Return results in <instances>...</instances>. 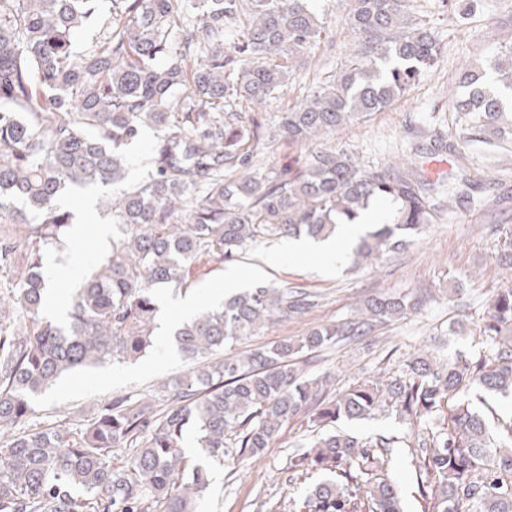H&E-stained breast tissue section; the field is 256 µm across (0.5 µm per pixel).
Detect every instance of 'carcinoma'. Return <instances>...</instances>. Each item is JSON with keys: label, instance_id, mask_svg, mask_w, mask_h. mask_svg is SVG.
<instances>
[{"label": "carcinoma", "instance_id": "obj_1", "mask_svg": "<svg viewBox=\"0 0 512 512\" xmlns=\"http://www.w3.org/2000/svg\"><path fill=\"white\" fill-rule=\"evenodd\" d=\"M101 2L0 0V223L24 232L0 235V266L29 251L25 274L0 295V512H197L209 474L186 452L188 428L206 458L244 462L262 457L298 416L314 435L289 469L322 479L293 512H403L385 462L405 446L421 449L425 512H512V425L507 438H494L465 395L473 386L512 393L511 283L491 295L486 351L414 357L398 376L381 373L333 394L331 377L308 378L293 361L370 336L418 303L374 296L354 319L237 353L273 317L315 306L308 292L256 282L177 327L175 344L194 366L166 382L161 403L114 396L78 430L63 419L3 439L62 375L148 356L156 289L179 287L202 258L232 261L260 239L334 237L385 200L391 221L367 225L349 255L356 267L372 266L410 244L438 209L410 157L369 165L319 145L295 169L253 165L263 132L241 114L263 107L326 40L311 0ZM346 22L351 52L332 79L282 113L276 137L312 144L366 121L439 66V43L410 0H350ZM233 25L241 39L226 51ZM85 28L91 36L78 50L73 36ZM500 30L501 50L489 67L463 70L467 93L452 102L468 130L508 141L512 102L501 93H512V19ZM147 128L158 132L151 169L127 185L128 151ZM432 148L464 167L445 135L436 133ZM113 186L109 210L123 230L72 295L66 321H47L40 251L64 244L73 223L60 198L69 187ZM495 265L512 279V226L500 230ZM386 413L401 421L402 436L336 430Z\"/></svg>", "mask_w": 512, "mask_h": 512}]
</instances>
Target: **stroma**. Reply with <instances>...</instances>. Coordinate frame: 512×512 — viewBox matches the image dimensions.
I'll return each instance as SVG.
<instances>
[{"label": "stroma", "instance_id": "1", "mask_svg": "<svg viewBox=\"0 0 512 512\" xmlns=\"http://www.w3.org/2000/svg\"><path fill=\"white\" fill-rule=\"evenodd\" d=\"M460 2L467 11L466 20L461 22L449 12L445 0H413L419 19L440 39L438 70L387 111L336 129L327 142L380 164L428 144L435 132H443L468 156L466 170L449 167L442 173L451 187L465 189V196L428 225L407 251L384 259L374 269L354 273L344 267L330 272L314 253L269 267L264 263L266 256L283 250L285 240L250 244L232 265L253 271L254 281L304 289L316 296L318 304L296 319H272L255 336L241 341L240 350L298 338L316 324L352 319L366 298L400 292L420 299V309L389 322L376 335L341 342L312 358L301 357L297 368L309 377L332 376V390L341 392L383 371L400 373L405 360L418 354L432 353L445 359L485 349L486 338L479 326L489 296L501 285L494 267L497 219L500 209L512 208V140L486 143L469 134L462 115L448 100V88L455 85L464 65L494 57L499 47L497 23L512 14V0ZM311 6L329 24L327 42L315 49L310 64L297 71L287 87L269 99L264 111L244 114V121L256 120L264 128L273 127L280 112L300 102L312 83L334 74L351 49L354 35L344 21V0H311ZM102 195L99 189L64 195L75 223L85 225L87 238L78 247L69 244L44 249L45 267H52L60 256L72 255L85 272L103 257L108 246L101 242V233L115 235L119 227L111 215L102 212ZM228 265L218 256L204 258L187 268L181 290L160 289L159 319L178 318V306L188 297L200 305L219 302L224 296ZM455 277L469 280V288L454 297L439 291V284ZM458 320L467 324L469 335L449 334V324ZM154 334L156 347L148 357L134 363L88 368L58 381L38 398L37 411L25 421V429L65 418L74 424L88 421L103 399L155 392L162 382L185 373L187 366L172 337L160 327ZM310 434L308 418H297L256 462L211 464L210 484L199 512H292V499L298 498L311 480L304 474H290L288 463ZM419 458V449L398 448L388 465L404 512H422L424 508L418 492Z\"/></svg>", "mask_w": 512, "mask_h": 512}]
</instances>
